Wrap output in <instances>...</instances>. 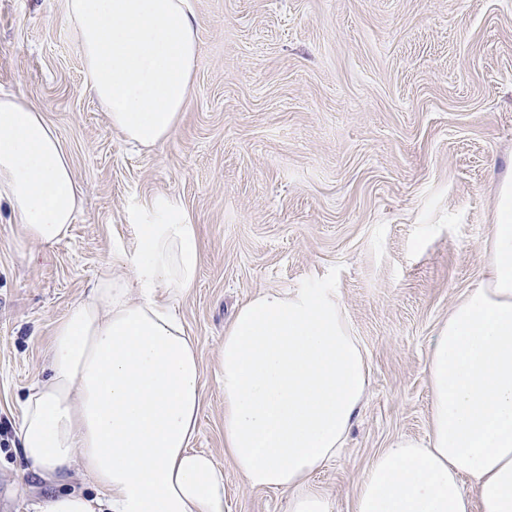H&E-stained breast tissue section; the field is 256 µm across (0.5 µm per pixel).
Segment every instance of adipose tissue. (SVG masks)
<instances>
[{
  "label": "adipose tissue",
  "instance_id": "1",
  "mask_svg": "<svg viewBox=\"0 0 512 512\" xmlns=\"http://www.w3.org/2000/svg\"><path fill=\"white\" fill-rule=\"evenodd\" d=\"M85 84L114 131L153 149L191 94L197 26L185 0H68ZM80 202L55 129L0 96V204L21 241L63 240ZM201 257L171 197L141 213L131 245L57 321L49 375L23 402L26 464L54 492L34 512H224V469L194 449L204 399L196 341L176 308ZM425 438L396 437L353 481L352 512H512V186L488 276L448 312L425 367ZM224 452L288 512H334L310 482L335 458L366 396L365 350L331 288L264 290L239 308L218 359ZM80 469L93 492L64 487Z\"/></svg>",
  "mask_w": 512,
  "mask_h": 512
}]
</instances>
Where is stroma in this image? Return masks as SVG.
I'll use <instances>...</instances> for the list:
<instances>
[{"mask_svg": "<svg viewBox=\"0 0 512 512\" xmlns=\"http://www.w3.org/2000/svg\"><path fill=\"white\" fill-rule=\"evenodd\" d=\"M193 91L163 145L113 131L86 89L67 0H0V93L43 112L81 203L67 238L20 244L0 212V512L49 490L17 430L57 320L129 244L140 207L175 196L202 243L178 311L205 383L196 449L224 469L225 512H287L224 454V330L264 289H335L370 385L344 448L313 476L352 512V478L398 435L425 437L427 355L487 277L512 185V0H190Z\"/></svg>", "mask_w": 512, "mask_h": 512, "instance_id": "stroma-1", "label": "stroma"}]
</instances>
